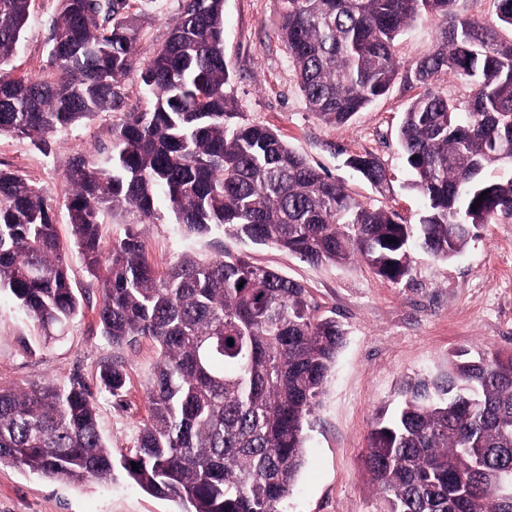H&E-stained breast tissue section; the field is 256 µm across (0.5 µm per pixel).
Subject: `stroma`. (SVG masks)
Wrapping results in <instances>:
<instances>
[{"mask_svg":"<svg viewBox=\"0 0 512 512\" xmlns=\"http://www.w3.org/2000/svg\"><path fill=\"white\" fill-rule=\"evenodd\" d=\"M57 0H32L24 36L11 66L15 74L50 73L46 20ZM179 0H135L136 52L149 60L169 33ZM282 0H225L224 54L230 72L225 86L243 122L276 130L289 147L327 171L367 206L393 211L402 223H418L424 203L408 189L410 175L398 129L423 85L395 83L386 95L343 125L328 124L307 108L288 52L278 34ZM441 20L419 15L399 36L395 50L412 65L436 43ZM118 114L102 113L72 128L50 134L46 149L29 139L0 135V168L24 175L57 202L60 239L69 245L68 264L75 288L85 293L80 313L63 335L44 341L37 324L12 299L0 295V384L21 391L33 383L66 384L81 380L91 391L99 430L112 453V478L79 484L49 479L28 470L0 466V512H181L173 498L157 496L130 480L121 467L137 445L147 420V385L159 360L157 344L140 339L134 348H113L102 336L96 309L100 293L84 259L72 246L64 205L70 187L69 161L85 153L109 166L111 128ZM370 151L384 164L392 189L379 193L347 167L349 155ZM146 225V255L157 271L183 257L207 261L224 252L246 254L300 281L323 314L336 317L346 331L332 376L312 416L306 463L287 512H376L379 501L363 456L378 410L394 407L411 381L431 377L448 366V355L478 356L512 351V216L482 225L460 256L435 259L417 250L411 272L389 282L365 264L311 265L268 246H254L220 233L197 236L182 231L167 207ZM120 357L127 374L121 396L106 392L101 365Z\"/></svg>","mask_w":512,"mask_h":512,"instance_id":"35a3bbf8","label":"stroma"}]
</instances>
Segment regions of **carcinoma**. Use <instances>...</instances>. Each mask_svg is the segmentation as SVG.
Instances as JSON below:
<instances>
[{
    "mask_svg": "<svg viewBox=\"0 0 512 512\" xmlns=\"http://www.w3.org/2000/svg\"><path fill=\"white\" fill-rule=\"evenodd\" d=\"M456 2L284 0L280 16L306 105L326 123H347L399 80L426 85L452 69L473 85L465 101L429 91L404 112L399 144L410 188L425 202L410 225L366 206L273 129L232 122L224 0H181L168 38L142 63L132 0H58L48 21L53 71L40 77L8 68L31 0H0V135L45 148L60 128L121 114L112 167L84 153L71 159L66 208L73 243L102 293V335L115 348L141 338L159 347L149 415L121 462L145 491L178 498L184 512H281L346 335L301 283L243 254L186 257L158 273L138 225L153 222L159 201L189 234L221 232L309 264L358 257L392 283L409 276L412 244L448 260L480 225L512 216V178L482 177L489 164L512 163V39L458 14ZM495 2L498 23L512 29V0ZM421 13L443 25L432 50L402 70L395 41ZM132 71L148 99L140 110L127 103L123 80ZM354 160L364 180L389 188L375 154ZM117 209L138 223L105 253L100 216ZM2 292L47 341L81 306L53 198L0 169ZM100 379L117 395L126 384L121 359L103 366ZM363 462L379 490L377 512H512V352L477 360L457 352L444 373L408 387L380 412ZM4 464L68 482L112 477L84 385L0 386Z\"/></svg>",
    "mask_w": 512,
    "mask_h": 512,
    "instance_id": "cac0c4a2",
    "label": "carcinoma"
}]
</instances>
